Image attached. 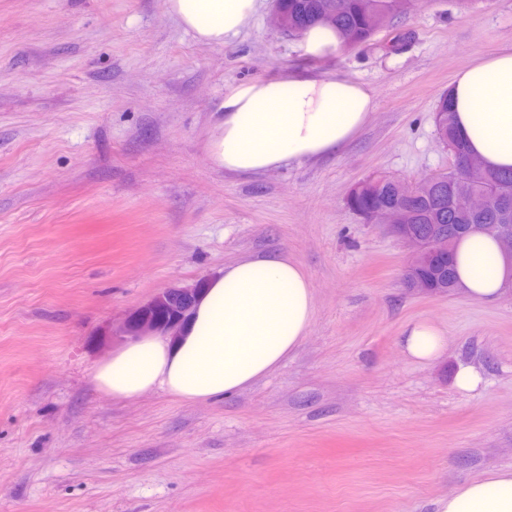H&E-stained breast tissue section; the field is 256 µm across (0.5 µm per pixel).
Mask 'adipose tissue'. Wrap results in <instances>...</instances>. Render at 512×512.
Listing matches in <instances>:
<instances>
[{"instance_id":"adipose-tissue-1","label":"adipose tissue","mask_w":512,"mask_h":512,"mask_svg":"<svg viewBox=\"0 0 512 512\" xmlns=\"http://www.w3.org/2000/svg\"><path fill=\"white\" fill-rule=\"evenodd\" d=\"M258 0H165L166 12L193 39L222 45L252 21ZM458 133L492 169H512V50L461 70L448 90ZM372 91L341 75L293 73L229 85L207 135L211 164L260 175L336 152L369 122ZM512 265L500 243L474 231L456 244V279L477 301L500 297ZM313 315L310 278L285 255L248 257L224 266L200 290L178 336L129 341L99 363L95 386L128 399L159 389L182 400L229 396L277 367L303 340ZM448 347L426 320L407 324L402 352L428 364ZM437 512H512V469L458 485Z\"/></svg>"}]
</instances>
